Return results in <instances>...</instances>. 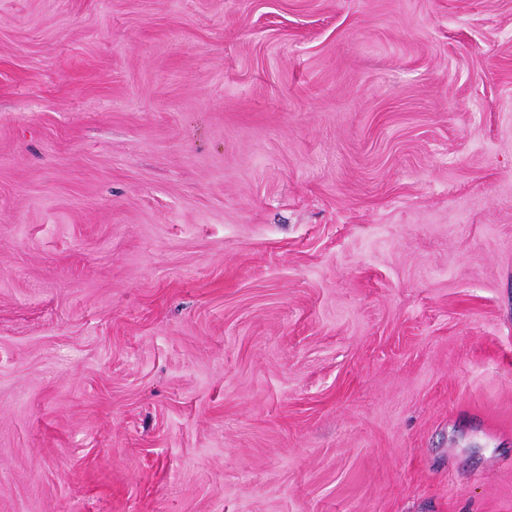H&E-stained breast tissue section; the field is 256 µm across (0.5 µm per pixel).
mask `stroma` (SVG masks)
<instances>
[{
    "label": "stroma",
    "mask_w": 512,
    "mask_h": 512,
    "mask_svg": "<svg viewBox=\"0 0 512 512\" xmlns=\"http://www.w3.org/2000/svg\"><path fill=\"white\" fill-rule=\"evenodd\" d=\"M0 512H512V0H0Z\"/></svg>",
    "instance_id": "1"
}]
</instances>
